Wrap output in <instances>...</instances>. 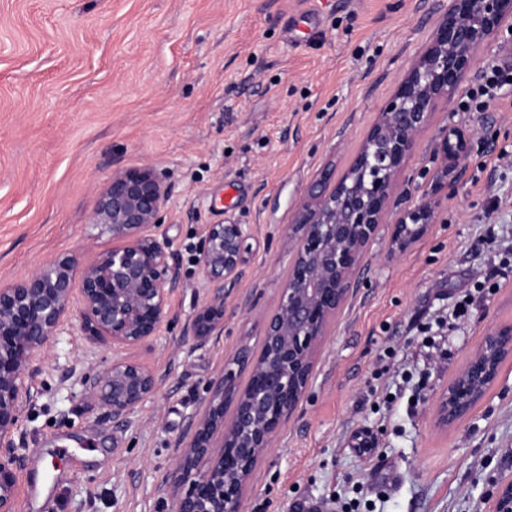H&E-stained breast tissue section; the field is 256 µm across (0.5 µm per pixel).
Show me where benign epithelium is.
<instances>
[{"instance_id":"1","label":"benign epithelium","mask_w":512,"mask_h":512,"mask_svg":"<svg viewBox=\"0 0 512 512\" xmlns=\"http://www.w3.org/2000/svg\"><path fill=\"white\" fill-rule=\"evenodd\" d=\"M505 27L512 29V0H448L349 166L339 177L325 173L311 186L285 228L295 239V255L260 352L240 347L225 361L224 374L209 382L204 408L188 416L189 439L180 442L166 488L171 512H241L253 471L297 411L318 353L358 286L416 140ZM473 136L471 130L446 131L428 199L401 210L393 224V252H407L436 222L435 196L448 187V173L460 164ZM169 194L152 166L113 173L91 224L118 245L87 264L59 257L21 281L0 284V512H15L21 493L19 438L33 398L26 379L40 370L44 348L74 319L86 335L114 349L143 346L160 335L168 297L178 286L170 245L155 232ZM250 238L244 224L207 227L199 252L207 293L185 331L197 349L224 327V289L242 276ZM485 339L499 358L512 353V326L495 327ZM497 374L488 350L478 349L437 399L439 423L463 418ZM155 387L146 366L115 358L102 374L84 378L82 394L106 408L112 420L126 422ZM495 512H512V481L497 489Z\"/></svg>"}]
</instances>
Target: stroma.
<instances>
[{
	"label": "stroma",
	"instance_id": "35a3bbf8",
	"mask_svg": "<svg viewBox=\"0 0 512 512\" xmlns=\"http://www.w3.org/2000/svg\"><path fill=\"white\" fill-rule=\"evenodd\" d=\"M448 0H0V283L112 246L90 225L114 172L171 187L159 236L180 283L151 345L126 351L156 390L113 428L83 377L112 351L71 323L29 379L16 512H168L187 416L240 346L259 351L294 255L284 232L309 186L342 173ZM474 131L437 220L391 255L373 240L305 397L256 468L242 512H494L512 480V356L462 420L441 392L491 328L512 325V92L481 112L440 106L399 180L418 202L445 129ZM252 233L224 292V330L192 349L208 225ZM467 302L463 315L454 306Z\"/></svg>",
	"mask_w": 512,
	"mask_h": 512
}]
</instances>
